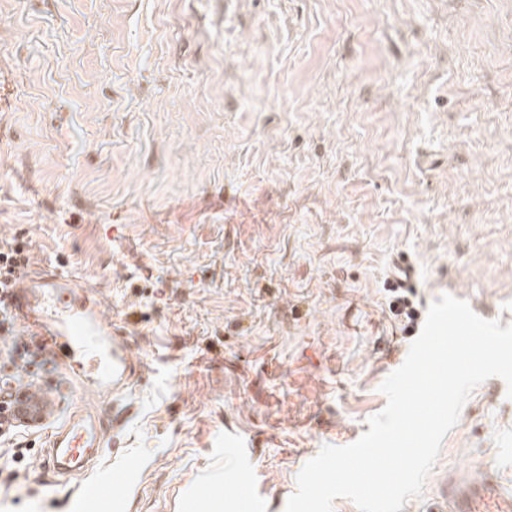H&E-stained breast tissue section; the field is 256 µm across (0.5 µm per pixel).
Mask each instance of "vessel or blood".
<instances>
[{"label": "vessel or blood", "mask_w": 512, "mask_h": 512, "mask_svg": "<svg viewBox=\"0 0 512 512\" xmlns=\"http://www.w3.org/2000/svg\"><path fill=\"white\" fill-rule=\"evenodd\" d=\"M6 293L12 316L31 336H45L67 359L73 387L122 392L135 363L125 340L113 337L112 323L104 317L87 287L64 272L34 270L13 281ZM105 428L100 419L69 416L50 435L49 469L80 474L104 452ZM499 487L493 464L477 466L468 488L443 486V498L453 512H473V503L484 491Z\"/></svg>", "instance_id": "b4317fda"}]
</instances>
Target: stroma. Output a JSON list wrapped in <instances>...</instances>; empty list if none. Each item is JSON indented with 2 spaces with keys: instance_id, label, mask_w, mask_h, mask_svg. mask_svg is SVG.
Wrapping results in <instances>:
<instances>
[{
  "instance_id": "stroma-1",
  "label": "stroma",
  "mask_w": 512,
  "mask_h": 512,
  "mask_svg": "<svg viewBox=\"0 0 512 512\" xmlns=\"http://www.w3.org/2000/svg\"><path fill=\"white\" fill-rule=\"evenodd\" d=\"M9 244L92 289L139 366L106 399L27 339L56 420L107 425L87 482L122 476V512H285L386 405L398 265L422 307L512 324V0H0ZM506 392L474 391L401 512L486 460L512 489ZM46 438L0 441V512H79Z\"/></svg>"
}]
</instances>
